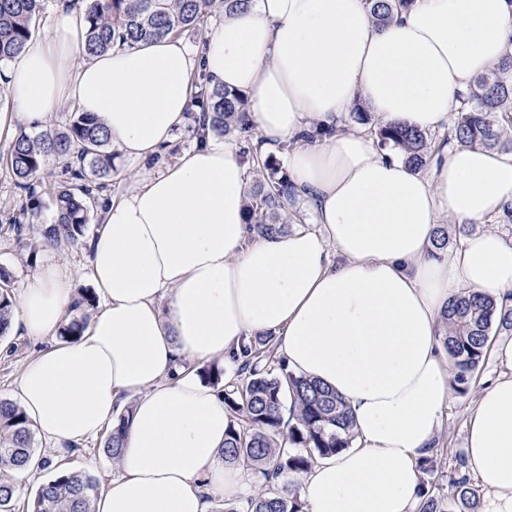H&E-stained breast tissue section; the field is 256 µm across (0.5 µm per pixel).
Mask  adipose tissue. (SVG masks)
Returning a JSON list of instances; mask_svg holds the SVG:
<instances>
[{
    "mask_svg": "<svg viewBox=\"0 0 512 512\" xmlns=\"http://www.w3.org/2000/svg\"><path fill=\"white\" fill-rule=\"evenodd\" d=\"M86 31L84 10L62 7L10 62L0 138L67 102L97 116L124 156L154 158L185 123L188 47L167 36L79 65ZM509 51L512 0H414L382 28L365 0H250L223 14L205 38L208 82L247 94L261 153L290 145V181L316 228L249 240L248 166L211 132L101 206L89 260L101 308L76 341L25 364L15 392L60 450L132 408L95 512H210L208 493L243 495L244 466L219 464L224 394L195 365L230 361L264 333L289 370L342 396L354 421L352 447L304 476L308 512H415L419 462L450 397L443 311L463 288L500 302L512 291V239L484 226L512 204V153L458 143L415 171L340 124L361 104L380 125L446 130L457 94ZM316 126L332 136L309 139ZM442 215L482 229L434 250ZM75 297L70 277L42 263L13 322L54 335ZM493 353L509 371L466 412V461L490 495L486 512H512V340Z\"/></svg>",
    "mask_w": 512,
    "mask_h": 512,
    "instance_id": "adipose-tissue-1",
    "label": "adipose tissue"
}]
</instances>
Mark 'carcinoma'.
I'll use <instances>...</instances> for the list:
<instances>
[{"mask_svg":"<svg viewBox=\"0 0 512 512\" xmlns=\"http://www.w3.org/2000/svg\"><path fill=\"white\" fill-rule=\"evenodd\" d=\"M88 21L85 52L103 54L116 46H134L186 30H199L220 4L232 10L248 0H85ZM371 21L387 24L414 0H366ZM41 0H0V66L20 54L35 27ZM512 53L502 63L477 76L467 93L459 96L457 118L450 132L437 141L427 133L400 124L375 130L379 145L400 150L409 165L423 168L432 155L451 142L472 147L512 151ZM187 116L188 129L198 135L207 126L217 135L233 136L241 154L256 173L249 192L246 224L258 237L285 235L289 230L287 206L294 202L287 172L272 154L258 152L252 144L248 96L241 91L212 88L203 76L193 81ZM65 161L69 185L53 197L54 222L44 225L27 246L31 255L47 247L76 243L88 224L86 198L89 178H104L114 160L104 126L87 112H77L64 131L32 135L24 130L14 138L7 164L18 187L29 199L31 182L48 157ZM11 273L0 267V337L10 328L15 301L9 292ZM96 298L86 291L66 313L58 337L77 339L90 321ZM512 333V308L498 306L488 295L466 289L445 310L442 342L454 368L452 385L466 392L472 374L486 357L491 329ZM233 380L224 387V405L232 424L224 434L226 462L245 461L258 478V491L224 504V512H306L298 486L285 481L289 475L308 472L315 458L351 446L353 422L346 402L336 392L286 368L275 336H256L232 358ZM293 404L295 422H286L282 410ZM124 411L106 432L104 452L115 460L122 446V431L129 422ZM37 455L34 431L17 403L0 399V512H12L21 496L20 486L8 473L24 467ZM101 490L95 477L61 469L39 484L27 512H94ZM417 512H448L447 502L421 487Z\"/></svg>","mask_w":512,"mask_h":512,"instance_id":"obj_1","label":"carcinoma"}]
</instances>
